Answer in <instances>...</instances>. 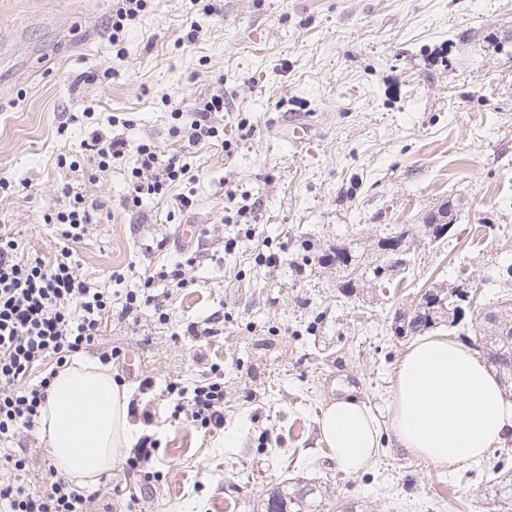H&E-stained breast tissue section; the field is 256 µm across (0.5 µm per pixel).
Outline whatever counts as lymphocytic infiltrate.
Wrapping results in <instances>:
<instances>
[{"mask_svg": "<svg viewBox=\"0 0 512 512\" xmlns=\"http://www.w3.org/2000/svg\"><path fill=\"white\" fill-rule=\"evenodd\" d=\"M224 95L211 94L198 108L189 125L177 128L181 154L162 156L155 146L136 149L135 181L124 198L125 205L139 206L144 199L164 196L189 174L185 155L199 144L217 138L212 113L223 111ZM100 204L87 201L64 183L57 203L46 217L55 225L63 247L47 259L20 256L11 230L0 226V442L14 439L20 429L32 428L48 387L58 369L75 354L98 344L112 319V296L83 278L73 260V247L81 243L92 225L100 223ZM163 285L162 299L153 290ZM179 265L161 266L144 282L145 294L127 293L121 315L153 304L164 311L172 291L185 287ZM167 395L175 397V415L202 428L224 426V389L210 381L187 389L169 382ZM30 460L27 451L0 457V512H91L93 494L44 463L36 488H28Z\"/></svg>", "mask_w": 512, "mask_h": 512, "instance_id": "lymphocytic-infiltrate-1", "label": "lymphocytic infiltrate"}]
</instances>
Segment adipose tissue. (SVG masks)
<instances>
[{
  "label": "adipose tissue",
  "instance_id": "obj_1",
  "mask_svg": "<svg viewBox=\"0 0 512 512\" xmlns=\"http://www.w3.org/2000/svg\"><path fill=\"white\" fill-rule=\"evenodd\" d=\"M127 405L110 371L81 359L60 369L40 413L57 468L88 487L109 474L121 449L137 441ZM390 428L408 454L454 466L484 458L512 435V400L477 351L427 336L397 366ZM318 440L338 470L354 474L377 455L381 427L369 404L342 397L323 411Z\"/></svg>",
  "mask_w": 512,
  "mask_h": 512
}]
</instances>
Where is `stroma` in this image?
I'll list each match as a JSON object with an SVG mask.
<instances>
[{
  "label": "stroma",
  "mask_w": 512,
  "mask_h": 512,
  "mask_svg": "<svg viewBox=\"0 0 512 512\" xmlns=\"http://www.w3.org/2000/svg\"><path fill=\"white\" fill-rule=\"evenodd\" d=\"M208 3L151 0L115 45L112 0H0V177L14 186L0 192V225L21 254L54 256L63 241L43 215L68 182L109 211L74 260L113 306L152 269L184 264L167 323L149 304L103 334L119 352L113 378L139 404L132 422L159 450L144 479L128 474L122 449L97 495L119 512H264L283 483L308 482L321 488L317 512H496L490 481L497 464L512 468V443L450 468L409 455L387 430L365 471L337 470L318 440L325 406L349 393L388 421L410 341L393 336L378 286L339 300L343 273L303 258L364 248L385 225L422 223L454 200L455 236L419 241L398 297L452 283L461 267L482 280L487 308L512 295L498 274L512 264V0ZM219 89L212 121L224 143L188 155L194 180L178 187L192 207L167 195L125 209L136 156L97 170L89 132L170 155L181 149L174 127ZM293 114L312 126L305 145L290 137ZM62 156L80 169L59 167ZM230 189L254 215H232ZM183 225L198 236L178 237ZM262 252L280 265L260 263ZM209 316L221 336H185ZM132 354L147 359L136 378ZM143 377L160 388L220 382L223 430L174 418L172 402L139 394Z\"/></svg>",
  "instance_id": "1"
}]
</instances>
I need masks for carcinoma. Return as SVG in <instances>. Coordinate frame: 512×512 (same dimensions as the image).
I'll return each instance as SVG.
<instances>
[{
    "instance_id": "obj_1",
    "label": "carcinoma",
    "mask_w": 512,
    "mask_h": 512,
    "mask_svg": "<svg viewBox=\"0 0 512 512\" xmlns=\"http://www.w3.org/2000/svg\"><path fill=\"white\" fill-rule=\"evenodd\" d=\"M457 220V209L453 203H445L432 213L426 223L418 225V229L426 230L430 224H454ZM388 239V236L380 237L374 246L375 259L359 265L358 255L352 253L349 248L341 247L334 252L317 256L321 265L346 268L351 266L360 270L359 279L382 280L385 264L388 259L381 258V241ZM469 282V293L476 296L479 291V283L468 275L457 277L450 285H432L429 288L431 297L427 300L419 299L412 301L407 307H398L393 314L391 328L396 336L407 337L422 335L439 326L448 325L455 328L457 311L460 308H467L468 303L461 301L460 297L454 296L458 283ZM454 300H448L449 296ZM496 318L503 324L502 328L490 326V330L484 336L475 339L473 346L482 351L487 362L495 370L502 384L512 387V298L501 300L500 310L496 311ZM494 497L498 502L506 505L505 512H512V470H506L493 479L492 485ZM320 495V490L313 484H304L288 492L275 490L270 493L265 512H309L313 506L314 499Z\"/></svg>"
}]
</instances>
